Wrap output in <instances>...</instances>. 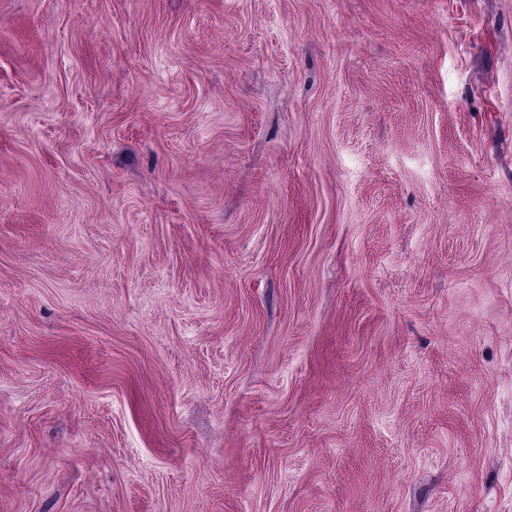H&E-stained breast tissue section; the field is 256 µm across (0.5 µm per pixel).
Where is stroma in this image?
<instances>
[{"label":"stroma","mask_w":512,"mask_h":512,"mask_svg":"<svg viewBox=\"0 0 512 512\" xmlns=\"http://www.w3.org/2000/svg\"><path fill=\"white\" fill-rule=\"evenodd\" d=\"M0 512H512V0H0Z\"/></svg>","instance_id":"35a3bbf8"}]
</instances>
